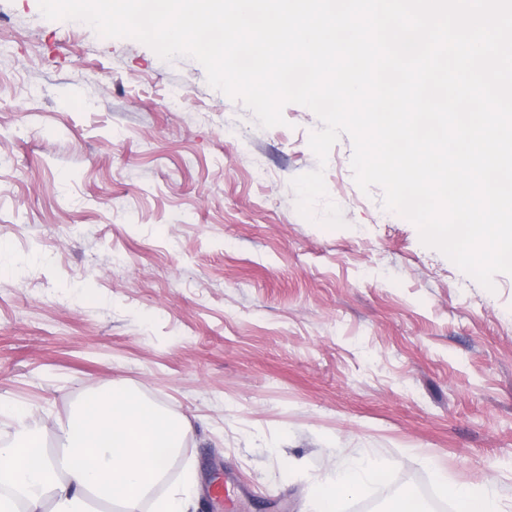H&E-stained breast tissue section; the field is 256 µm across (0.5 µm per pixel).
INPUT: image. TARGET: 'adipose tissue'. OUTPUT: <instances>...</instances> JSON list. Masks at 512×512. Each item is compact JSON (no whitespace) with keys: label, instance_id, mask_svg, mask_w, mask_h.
<instances>
[{"label":"adipose tissue","instance_id":"adipose-tissue-1","mask_svg":"<svg viewBox=\"0 0 512 512\" xmlns=\"http://www.w3.org/2000/svg\"><path fill=\"white\" fill-rule=\"evenodd\" d=\"M19 425L11 442L0 444V512H39L54 500L55 512H74L89 498L139 512L142 500L163 479L189 427L125 391L85 401L62 424L65 441L47 453L23 420L24 406L12 409ZM371 459L346 462L336 480L317 487L316 512H337L339 492L364 491L382 476Z\"/></svg>","mask_w":512,"mask_h":512}]
</instances>
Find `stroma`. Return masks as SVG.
<instances>
[{
	"mask_svg": "<svg viewBox=\"0 0 512 512\" xmlns=\"http://www.w3.org/2000/svg\"><path fill=\"white\" fill-rule=\"evenodd\" d=\"M185 99L169 105L174 91ZM259 126L189 57L0 0V442L56 447L88 397L128 390L185 419L169 485L190 512H313L339 461L383 482L345 512H427L441 480L512 512V275L493 289L362 192L341 135L324 179L343 227L296 208L320 128ZM197 485L196 474L187 471L180 487L170 495L156 502L157 512H189Z\"/></svg>",
	"mask_w": 512,
	"mask_h": 512,
	"instance_id": "obj_1",
	"label": "stroma"
}]
</instances>
